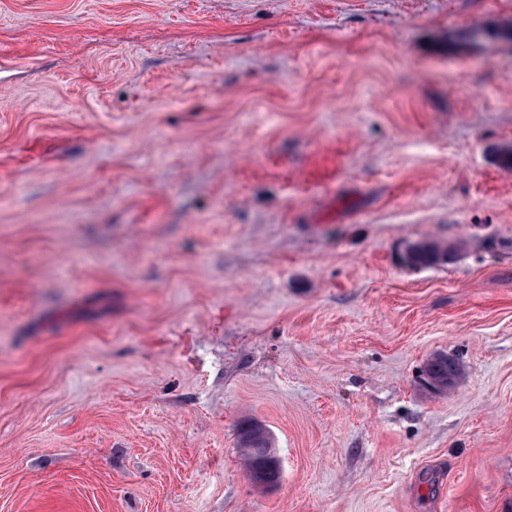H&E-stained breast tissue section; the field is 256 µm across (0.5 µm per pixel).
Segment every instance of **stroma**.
Returning <instances> with one entry per match:
<instances>
[{
    "instance_id": "35a3bbf8",
    "label": "stroma",
    "mask_w": 512,
    "mask_h": 512,
    "mask_svg": "<svg viewBox=\"0 0 512 512\" xmlns=\"http://www.w3.org/2000/svg\"><path fill=\"white\" fill-rule=\"evenodd\" d=\"M507 27L0 0V512H512ZM443 247H448V252L455 249V246L450 244ZM457 247L460 251V246L458 244ZM457 247L451 256H448L447 252L446 259L441 261L439 259L440 251L442 250L440 243L433 240H421L418 242L410 243L406 248L407 263L412 267L421 268L432 267L441 263H447L453 260L452 258L457 254ZM423 372L431 380L439 383H448V389L452 386L454 379L448 377L459 369L458 362L448 357V354H438L428 360ZM423 377L425 378V376ZM261 425L245 421L240 427L242 445L245 449L246 469L256 467L252 474V482L262 485L277 484L281 479V467L275 449L272 448L269 433L259 427ZM262 471V472H261Z\"/></svg>"
}]
</instances>
